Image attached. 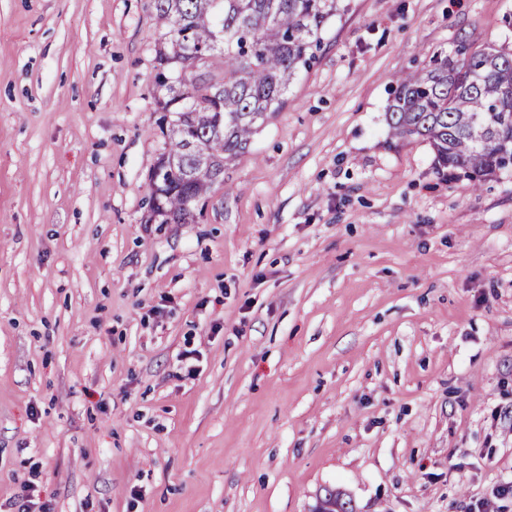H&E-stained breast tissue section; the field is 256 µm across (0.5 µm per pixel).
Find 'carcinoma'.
<instances>
[{"mask_svg": "<svg viewBox=\"0 0 512 512\" xmlns=\"http://www.w3.org/2000/svg\"><path fill=\"white\" fill-rule=\"evenodd\" d=\"M167 24L153 98L167 164L151 170L148 203L163 224L194 221L191 201L224 181V165L282 103L320 48L337 0H151ZM392 135L424 139L437 171L470 186L512 169V52L489 47L457 62L438 54L395 80Z\"/></svg>", "mask_w": 512, "mask_h": 512, "instance_id": "1", "label": "carcinoma"}]
</instances>
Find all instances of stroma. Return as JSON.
I'll list each match as a JSON object with an SVG mask.
<instances>
[{"label":"stroma","mask_w":512,"mask_h":512,"mask_svg":"<svg viewBox=\"0 0 512 512\" xmlns=\"http://www.w3.org/2000/svg\"><path fill=\"white\" fill-rule=\"evenodd\" d=\"M164 29L0 0V512H512V170L386 119L512 0H341L190 224L148 206Z\"/></svg>","instance_id":"35a3bbf8"}]
</instances>
